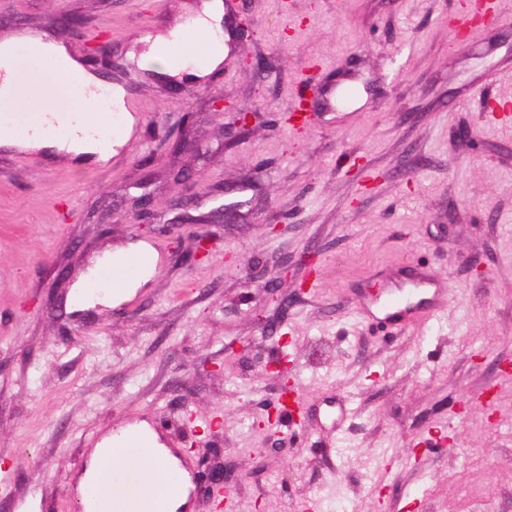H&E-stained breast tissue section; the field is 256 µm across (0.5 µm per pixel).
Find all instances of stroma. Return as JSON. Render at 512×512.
Listing matches in <instances>:
<instances>
[{
  "label": "stroma",
  "mask_w": 512,
  "mask_h": 512,
  "mask_svg": "<svg viewBox=\"0 0 512 512\" xmlns=\"http://www.w3.org/2000/svg\"><path fill=\"white\" fill-rule=\"evenodd\" d=\"M198 2L0 0V39L65 44L123 86L135 119L103 165L0 146V467L13 471L0 512H79L89 448L156 420L190 477L183 512H212L197 478L208 448L245 477L224 512L310 498L321 512H512V123L482 110L512 102V0L463 46L461 0H238L253 35L204 82L129 61ZM101 38L112 65L89 54ZM304 93L323 115L299 134L281 117ZM240 111L249 132L229 137ZM464 125L475 143L455 146ZM185 126L195 147L174 150ZM144 194L153 231L132 219ZM185 195L191 224L166 230ZM231 203L245 220L215 223ZM207 230L220 254L198 263ZM133 243L154 252V276L121 303L72 309L96 259ZM304 253L318 268L305 293ZM261 257L292 263L287 315L247 281ZM412 268L446 289L442 312L379 321L370 285L396 289ZM258 310L287 339L304 426L264 421L277 344ZM229 341L249 357L225 363ZM464 399L461 420L448 404Z\"/></svg>",
  "instance_id": "stroma-1"
}]
</instances>
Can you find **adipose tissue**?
I'll return each instance as SVG.
<instances>
[{
  "instance_id": "adipose-tissue-1",
  "label": "adipose tissue",
  "mask_w": 512,
  "mask_h": 512,
  "mask_svg": "<svg viewBox=\"0 0 512 512\" xmlns=\"http://www.w3.org/2000/svg\"><path fill=\"white\" fill-rule=\"evenodd\" d=\"M224 5L222 0H204L201 7L191 9L183 21L168 31L147 40L142 51L135 54L138 67L160 63L163 74L170 78L199 83L223 60V52H215L206 60H199L192 50L171 57L162 52V45L188 42L191 34L205 30L221 35ZM68 84L76 105L75 113L65 115L56 108L58 87ZM102 82L87 70L68 49L57 42L35 36H16L0 41V112L8 113L26 108L30 114L25 130L12 125L0 126V144L36 152L79 156L91 155L96 161L108 162L115 146L129 139L134 124L132 115H125L118 135L102 136L98 133L101 119L91 114L88 103L101 89ZM139 245L109 253L99 258L87 274L78 281L71 293L73 306L86 309L95 305L109 306L129 297L146 283L155 271L145 267L137 277L123 288L115 290L105 286L99 273L102 269L120 267L125 259L139 252ZM146 437L142 448L127 445L129 437ZM132 467L137 471V483L128 493L130 512H144L145 500H155L165 512H176L187 500V474L178 458L151 436L146 425L127 427L122 435L106 436L91 452L87 467L80 479L81 495L98 490L101 512H113V493L105 489L103 478Z\"/></svg>"
}]
</instances>
